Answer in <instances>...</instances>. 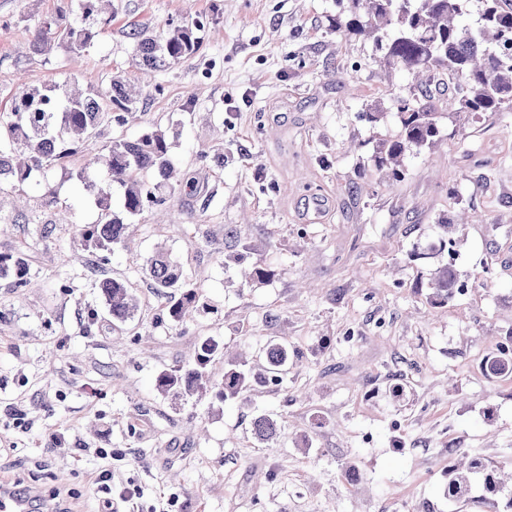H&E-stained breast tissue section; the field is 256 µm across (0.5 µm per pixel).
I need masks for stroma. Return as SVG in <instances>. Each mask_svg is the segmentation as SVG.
I'll return each instance as SVG.
<instances>
[{
	"label": "stroma",
	"mask_w": 512,
	"mask_h": 512,
	"mask_svg": "<svg viewBox=\"0 0 512 512\" xmlns=\"http://www.w3.org/2000/svg\"><path fill=\"white\" fill-rule=\"evenodd\" d=\"M70 2L0 0V110L21 81L94 94L119 74L143 84L141 111L33 172L42 191L26 208L0 194V253L28 264L27 286L0 279V479L39 512H108L95 451L111 448L143 512H448L449 449L512 456V376L479 368L512 337V112L442 126L393 179L373 155L410 83L372 41L331 32L342 0H111L75 65L58 41L29 47ZM196 15L201 50L142 82L131 24L158 36ZM155 129L195 193L166 192L162 213L91 252L81 231L101 215L77 171L107 181L93 157ZM160 248L205 305L189 321L169 318L146 273ZM256 266L269 277L246 279ZM446 268L468 292L438 297ZM105 279L130 289L134 316L112 318ZM205 339L224 348L210 386L159 393ZM278 343L291 355L281 383L217 399L225 359L255 372ZM261 415L277 436L257 437Z\"/></svg>",
	"instance_id": "1"
}]
</instances>
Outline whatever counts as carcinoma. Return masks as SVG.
<instances>
[{"label": "carcinoma", "mask_w": 512, "mask_h": 512, "mask_svg": "<svg viewBox=\"0 0 512 512\" xmlns=\"http://www.w3.org/2000/svg\"><path fill=\"white\" fill-rule=\"evenodd\" d=\"M82 14L71 20L58 10L41 22L33 46L57 39L78 53L94 42L99 20L96 4L102 0H80ZM466 0H348L345 11L336 16L332 31L346 38L371 39L384 48L380 64L404 70L411 79L410 95L394 97L400 131L393 139L376 144L378 167L391 168L399 176L401 162L414 148L433 147L440 137L442 113L432 103L430 85L439 76L449 77L458 88L448 108V122L459 112L512 111V11L502 0H481L476 27L459 23ZM206 22L197 17L172 24L162 37L132 28L135 59L144 74L162 71L196 54L202 40L199 32ZM141 93L122 78H112L109 90L101 95L63 91L62 94L22 90L12 99L6 119L0 118V189L24 184L34 171L62 164L76 153L74 138L91 135L105 120L125 123V115L139 111ZM101 161L108 168L110 182L90 184L102 221L82 229L94 251H105L124 241L130 225L112 211V186L123 189L122 207L128 216L163 204L159 190L174 189L169 183L173 165L164 131L155 129L134 139L110 142ZM153 171L158 182L151 186L140 179V172ZM147 274L156 288L171 295L168 315L184 322L204 308L195 289L182 278L179 263L164 249L155 252ZM28 268L19 255H0V279L12 278L22 286ZM112 317L130 318L137 303L129 289L116 280L100 284ZM219 343L205 340L187 370H173L156 380L158 390L191 394L208 380V366L222 354ZM288 367V347L275 344L267 353L264 372L254 375L240 365H224V381L219 386L220 401L234 400L256 383H277ZM253 429L262 439L277 432L269 417L254 420ZM474 463L462 472L448 471L444 489H463L474 482Z\"/></svg>", "instance_id": "cac0c4a2"}]
</instances>
